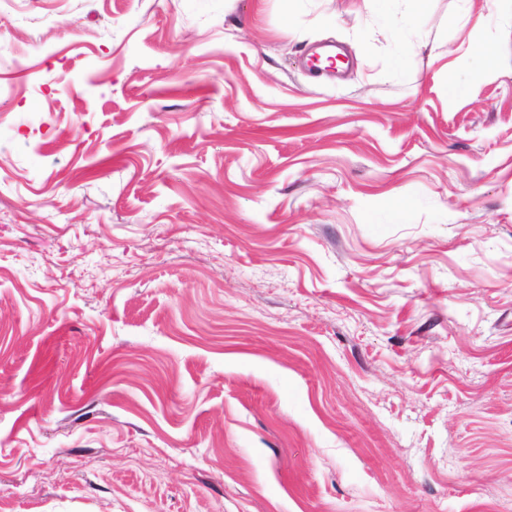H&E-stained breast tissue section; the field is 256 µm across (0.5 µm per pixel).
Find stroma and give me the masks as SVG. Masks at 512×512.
Returning a JSON list of instances; mask_svg holds the SVG:
<instances>
[{
	"label": "stroma",
	"instance_id": "stroma-1",
	"mask_svg": "<svg viewBox=\"0 0 512 512\" xmlns=\"http://www.w3.org/2000/svg\"><path fill=\"white\" fill-rule=\"evenodd\" d=\"M378 9L0 0V512H512V0ZM384 3L385 31L396 38H403L409 32V22L422 14L427 0H402L404 9L395 7L397 0H377ZM494 52L490 46L477 48L475 55V72L471 77L468 89L471 94H479L482 82L493 73Z\"/></svg>",
	"mask_w": 512,
	"mask_h": 512
}]
</instances>
